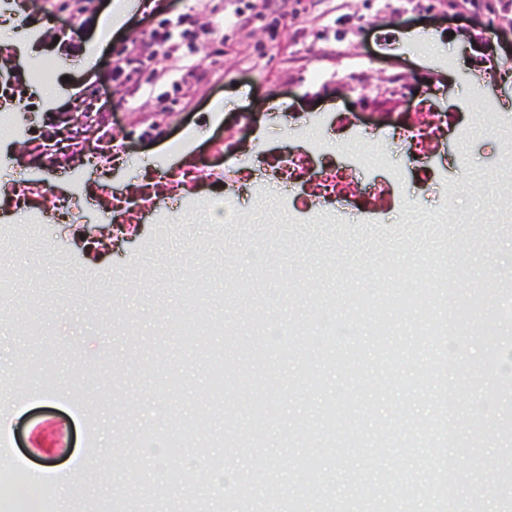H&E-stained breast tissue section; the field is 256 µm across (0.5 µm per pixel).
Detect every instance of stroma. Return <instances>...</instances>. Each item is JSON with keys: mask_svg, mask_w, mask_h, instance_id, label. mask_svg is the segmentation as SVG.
I'll return each mask as SVG.
<instances>
[{"mask_svg": "<svg viewBox=\"0 0 512 512\" xmlns=\"http://www.w3.org/2000/svg\"><path fill=\"white\" fill-rule=\"evenodd\" d=\"M261 21L225 25L239 5ZM189 15L192 34L174 36L168 59H146L164 8ZM32 28L54 60L41 68L42 125L72 102L109 98L112 137L131 153L116 186L140 184L165 157L167 138L189 136L201 153L220 140L285 145L275 124L239 129V112L288 103L324 117L351 112L371 123L380 112L450 110L467 123L493 105L512 116V0H35ZM81 34L69 47L55 31ZM420 42L436 55L414 52ZM135 70L104 80L114 52ZM219 55L224 73L208 78ZM498 69L495 80L485 79ZM380 147L401 173L394 193L416 208L386 204L354 223L297 222L275 188L241 197L233 221L204 207L144 218L103 258L81 253L54 224L33 225L0 272V398L16 414L4 437L21 466L47 483V512H284L311 492L315 512H437L425 490L446 451L460 478L458 512H512V421L503 394L512 385V213L500 207L512 185V135H448L430 161L445 180L421 190L404 168V148ZM467 271L452 284L456 303L428 310L430 296L406 302L407 278L442 276L451 251ZM389 322L376 339L372 307ZM455 311L453 381L435 366L430 313ZM201 313L203 330L185 341L177 315ZM352 335L325 349L321 315ZM222 324V334L211 331ZM284 336L272 345L271 325ZM236 360L214 386L209 359ZM181 386L165 392L168 374ZM343 414L332 435L319 427L331 404ZM455 411L452 442L432 429ZM98 459L81 491L67 473L87 453ZM321 458L313 490L302 461ZM480 487L490 498H475Z\"/></svg>", "mask_w": 512, "mask_h": 512, "instance_id": "1", "label": "stroma"}]
</instances>
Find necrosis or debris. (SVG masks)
<instances>
[{"instance_id": "4bbe7bcc", "label": "necrosis or debris", "mask_w": 512, "mask_h": 512, "mask_svg": "<svg viewBox=\"0 0 512 512\" xmlns=\"http://www.w3.org/2000/svg\"><path fill=\"white\" fill-rule=\"evenodd\" d=\"M26 0H0V16L9 17L13 37L0 44V58L10 59L15 51H24L38 41L39 35L28 21ZM6 109L0 120V143H26L36 164L60 169L67 181L60 188L40 179H17L0 185V212L12 218L6 229L8 237L23 234L30 224H56L75 236H83L85 211L95 207L99 223L108 225L107 233L84 238L88 250L108 247L114 238L128 234L140 223L146 211L165 207L180 210L201 204L217 211H232L237 198L250 191L256 182L271 185H297L298 191L286 198L292 213L323 216L347 208L359 216L376 209L390 199L389 186H368L362 183L358 170L377 164L381 151L373 132L354 126V137L369 143L367 152L358 154L353 167L336 166L335 159L346 148L345 142L327 135L313 138L308 151L286 149L273 152L263 143L242 141L215 144L210 156L194 159L185 139L169 142L170 153L182 156L177 168L162 170L158 179L134 190L113 187V167L129 161L125 147L114 149L110 159H103L84 143H71L62 151L51 143H31L30 108L24 96L9 85L0 86V109ZM237 121L245 128L276 123L287 135L310 137L312 125L300 113L282 104L270 112H243ZM455 118L446 112H419L414 121L391 124L390 135L406 143L409 171L421 173L423 180L444 179L445 171L429 165L427 157L438 146L445 132L455 128Z\"/></svg>"}]
</instances>
